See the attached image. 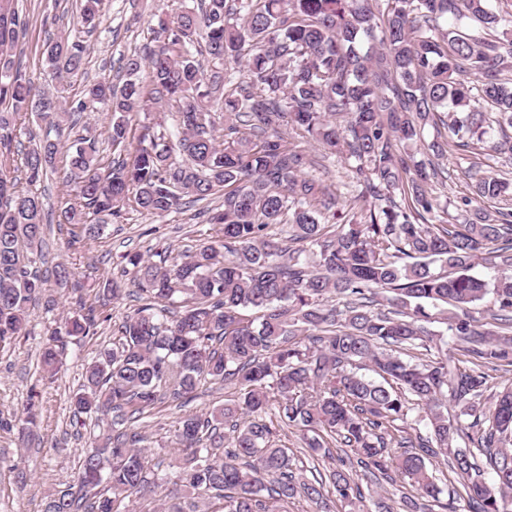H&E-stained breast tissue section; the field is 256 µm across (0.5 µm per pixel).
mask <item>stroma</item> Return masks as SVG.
Listing matches in <instances>:
<instances>
[{
	"label": "stroma",
	"instance_id": "stroma-1",
	"mask_svg": "<svg viewBox=\"0 0 512 512\" xmlns=\"http://www.w3.org/2000/svg\"><path fill=\"white\" fill-rule=\"evenodd\" d=\"M77 0H18L23 32L14 55L36 86L55 89L57 80L42 56L49 32L70 31ZM182 0H103L104 21L96 32L85 36V69L66 91L68 100L81 97L85 85L116 78L127 57L144 53L154 43L158 21L180 9ZM306 151L316 159L308 173L340 194L356 197L361 185L348 162L325 153L315 143ZM72 227L50 224L45 230V266H67L66 285L48 282L31 303L27 336L0 350V512H44L47 496L59 485L73 482L88 446L89 428L74 417L71 397L83 381L84 367L100 350L111 347L122 318L138 306L137 288L125 276L123 256L148 250L166 251L178 257L194 250L210 234V227L193 211H173L162 216L127 212L107 224L95 239H82L69 246ZM119 281L123 291L112 299L105 288ZM92 306L107 313L95 335L53 340L52 333L63 316ZM58 352L59 369L53 379L40 371L41 354L47 345ZM231 386L207 383L198 396L186 403L157 405L142 420L152 440L150 466L174 476L180 451L169 445L170 435L185 414L204 412L223 403ZM35 401L40 410L37 425L25 431L19 420L24 405Z\"/></svg>",
	"mask_w": 512,
	"mask_h": 512
}]
</instances>
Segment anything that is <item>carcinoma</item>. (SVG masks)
Wrapping results in <instances>:
<instances>
[{"label":"carcinoma","mask_w":512,"mask_h":512,"mask_svg":"<svg viewBox=\"0 0 512 512\" xmlns=\"http://www.w3.org/2000/svg\"><path fill=\"white\" fill-rule=\"evenodd\" d=\"M100 5L81 0L73 26L94 32ZM19 28L16 0H0V349L28 335L46 285L36 264L49 216L17 173L31 185L56 170L51 133L110 112L107 139L127 152L104 167L98 139L70 146L62 185L74 201L59 223L90 237L128 206L161 216L223 196L209 243L173 260L124 256L143 304L71 398L74 414L106 426L89 435L76 484L49 495L44 512H121L125 499L154 493L144 411L188 401L203 382L235 392L173 430L186 459L162 512H291L300 501L332 512L331 493L362 501L355 467L373 484L414 488L400 492L404 512H432L442 465L463 478L469 512H512V385L490 393L482 370L512 367V336L473 315L487 300L486 317L512 329V180L472 164V195L452 215L428 191L450 173L398 149L442 125L451 136L428 145L436 157L512 152V14L492 0H200L161 24L148 54L126 59L123 80L87 85L71 107L14 59ZM84 54L63 35L43 44L61 87ZM166 106L176 124L147 127L131 145L132 114ZM29 116L46 134L25 146ZM284 124L355 160L358 203L339 210L330 187L306 175L313 160L284 139ZM271 224L288 225V241L268 237ZM478 264L500 274L475 275ZM439 320L463 358L404 357L434 341L428 325ZM95 328L91 307L55 335ZM414 409L425 437L411 434ZM283 426L302 433L311 457H333V439L340 466L307 476L279 443Z\"/></svg>","instance_id":"carcinoma-1"}]
</instances>
